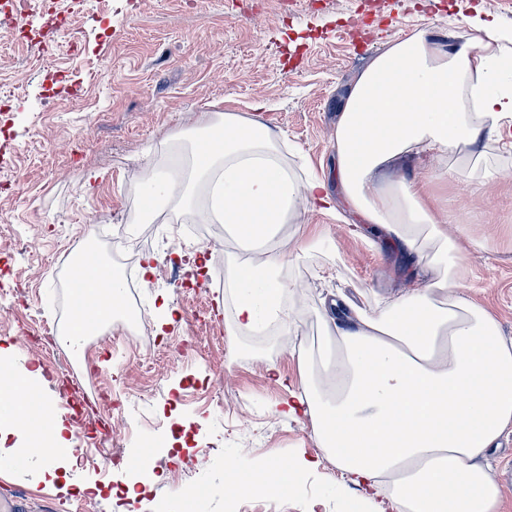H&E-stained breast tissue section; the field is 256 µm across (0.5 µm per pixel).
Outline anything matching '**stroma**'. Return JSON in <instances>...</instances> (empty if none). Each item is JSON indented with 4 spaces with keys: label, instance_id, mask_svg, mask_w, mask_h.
Here are the masks:
<instances>
[{
    "label": "stroma",
    "instance_id": "35a3bbf8",
    "mask_svg": "<svg viewBox=\"0 0 512 512\" xmlns=\"http://www.w3.org/2000/svg\"><path fill=\"white\" fill-rule=\"evenodd\" d=\"M65 12L49 68H36L13 30H0V348L18 370L40 371L54 413L83 460L66 485H47L0 462V503L15 512H114L126 468L149 450L130 512H175L204 487L196 512H353L366 496L326 455L308 415L274 413L299 388L302 348L325 354L323 299L357 306L398 298L408 286L387 236L356 216L299 208L282 226L288 327L267 333L236 325L225 272L239 252L223 225L196 209L166 207L154 224L134 223L141 177L168 167L179 129L213 113L262 119L292 150L297 181H336L334 126L342 96L370 57L419 30L466 40V18L482 14L512 30V0H35L34 16ZM266 108L254 112V103ZM478 172L430 180L428 200L483 242L459 263L462 291L497 318L512 339V148L484 140ZM91 250L105 265L156 273L137 280L130 301L151 333L85 343L33 345L45 324L62 327L63 271ZM167 296L175 325L161 327ZM181 345L172 353V345ZM76 369L66 372L64 360ZM100 387L92 406L102 428L83 437L64 392ZM317 459L288 492L226 491L234 471L287 464L298 450Z\"/></svg>",
    "mask_w": 512,
    "mask_h": 512
}]
</instances>
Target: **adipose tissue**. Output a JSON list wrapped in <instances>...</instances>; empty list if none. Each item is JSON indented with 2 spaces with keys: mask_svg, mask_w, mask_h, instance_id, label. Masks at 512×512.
<instances>
[{
  "mask_svg": "<svg viewBox=\"0 0 512 512\" xmlns=\"http://www.w3.org/2000/svg\"><path fill=\"white\" fill-rule=\"evenodd\" d=\"M467 24L473 35L458 46L425 30L387 43L345 93L334 131L347 208L381 225L406 255L424 242L435 247L397 301L336 317L334 358L321 360L317 382L284 403L288 416L306 408L344 476L372 489L370 512H500L502 491L484 457L512 433V339L492 313L457 292L464 235L449 232L424 204L425 180L391 177L413 154L434 162L438 177L452 164L478 165L483 132H501L512 117V86L502 76L512 57L498 51L501 33L478 15ZM284 150L267 125L227 112L203 128L167 175L135 188L136 222H152L170 204L195 206L206 223L223 225L239 241L225 281L245 331L292 319L282 224L303 203L336 211L327 182L298 184ZM438 284L448 290L447 305L434 300ZM124 292L118 269L81 262L73 276L78 307L60 341L81 352L85 337L121 310ZM23 384L18 377L0 386V403L16 409L0 416V459L52 477L73 450L62 421L48 429L28 417ZM314 465L299 455L282 469L257 466L233 489L284 491Z\"/></svg>",
  "mask_w": 512,
  "mask_h": 512,
  "instance_id": "1",
  "label": "adipose tissue"
}]
</instances>
